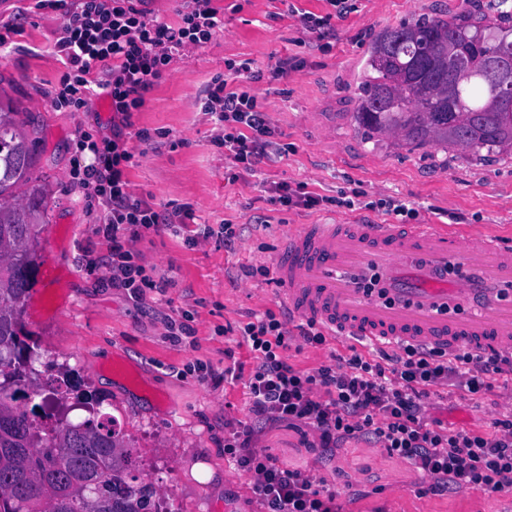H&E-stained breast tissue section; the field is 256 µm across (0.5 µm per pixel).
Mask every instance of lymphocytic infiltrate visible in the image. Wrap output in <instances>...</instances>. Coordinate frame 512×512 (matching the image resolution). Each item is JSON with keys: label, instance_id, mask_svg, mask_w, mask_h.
<instances>
[{"label": "lymphocytic infiltrate", "instance_id": "obj_1", "mask_svg": "<svg viewBox=\"0 0 512 512\" xmlns=\"http://www.w3.org/2000/svg\"><path fill=\"white\" fill-rule=\"evenodd\" d=\"M143 2L78 0L70 9L63 0L35 3L36 9L63 13L55 50L65 70L55 106L77 111L94 96L108 100L120 117L111 135H80L76 148L91 159L71 169L70 181L110 244L112 286L136 301L157 286L134 248L141 230L170 228L190 212H161L133 198L127 170L134 155L124 130L174 57L211 42L224 27L212 0H191L173 24L149 16ZM247 71V65L228 63L224 75L207 88L204 109L224 124L225 158L252 172L269 156L271 128L258 96L239 83ZM238 332L254 359L245 386L255 424L229 430L224 453L252 477L264 512H340L335 493L316 489L307 470L280 467L257 448L255 425L284 421L310 428L328 461L343 443L361 438L409 464L428 493L480 489L512 496V415L494 419L488 432L453 430L428 415L430 399L441 388L480 399L492 388L491 375L512 374L511 353L404 347L392 354L380 351L375 362L356 352L301 371L285 361L283 352L296 336L310 345L324 344L316 321H307L294 335L287 312L268 310L239 325Z\"/></svg>", "mask_w": 512, "mask_h": 512}]
</instances>
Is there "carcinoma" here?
<instances>
[{
  "mask_svg": "<svg viewBox=\"0 0 512 512\" xmlns=\"http://www.w3.org/2000/svg\"><path fill=\"white\" fill-rule=\"evenodd\" d=\"M512 50V13L422 16L379 32L357 86L354 118L368 138L397 134L401 146L431 143L464 153L512 148V109L497 100L487 62ZM472 77L457 82L461 66ZM17 112L0 109V512H159L152 484L132 475L134 449L102 401L81 392L72 370H56L52 406L27 399L37 342L25 312L49 223L41 188L28 187L35 141ZM89 417L68 418L69 400Z\"/></svg>",
  "mask_w": 512,
  "mask_h": 512,
  "instance_id": "1",
  "label": "carcinoma"
}]
</instances>
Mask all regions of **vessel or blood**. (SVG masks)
I'll return each instance as SVG.
<instances>
[{"label":"vessel or blood","mask_w":512,"mask_h":512,"mask_svg":"<svg viewBox=\"0 0 512 512\" xmlns=\"http://www.w3.org/2000/svg\"><path fill=\"white\" fill-rule=\"evenodd\" d=\"M281 299L293 316L313 319L332 336L382 348L424 345L512 352V252L495 234L471 240L437 224H300L272 261ZM377 268L389 296L374 298L344 277ZM478 301L480 312L449 317V303Z\"/></svg>","instance_id":"b4317fda"}]
</instances>
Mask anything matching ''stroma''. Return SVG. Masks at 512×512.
I'll list each match as a JSON object with an SVG mask.
<instances>
[{
	"label": "stroma",
	"instance_id": "obj_1",
	"mask_svg": "<svg viewBox=\"0 0 512 512\" xmlns=\"http://www.w3.org/2000/svg\"><path fill=\"white\" fill-rule=\"evenodd\" d=\"M496 2L344 0L335 14L327 0H214L223 30L174 59L126 130L137 160L128 171L134 198L193 213L188 223L143 231L136 242L148 274L165 284L137 302L109 284L107 243L68 182L78 134H111L109 104L94 97L76 112L54 107L63 72L53 50L61 11L36 10L35 0H0V30L23 26L0 49V102L22 112L26 132L37 137L31 179L51 215L25 315L40 345L36 367L67 364L83 389L103 398V412L117 419L134 449L137 475L154 485L169 512H260L249 474L224 455V424H251L249 400L243 381L226 383L222 376L232 364L247 372L253 367L235 326L281 307L279 283L244 272L269 265L290 227L358 218L390 224L384 205L392 201L415 209L421 223L473 236L495 231L512 250L511 153L376 142L354 121L358 76L374 34L422 14L492 18ZM306 13L330 15V23L308 32ZM230 60L259 74L252 87L279 148L254 173L233 170L216 143L223 127L202 109L205 87ZM284 61L287 74H277ZM142 129L150 141L139 140ZM277 183L307 184L323 201L311 210L282 206L270 192ZM348 198L354 206H345ZM263 218L269 227L260 226ZM228 222L244 228L231 251L224 248ZM185 315L194 335L167 336L166 322ZM367 351L332 337L322 346H290L285 356L310 371ZM502 391L497 379L479 402L434 398L431 416L454 429L489 430L499 413L512 409ZM313 441L310 428L281 422L264 428L257 446L284 468L310 470L321 490L338 493L343 512H512V497L478 489L421 494L416 472L361 439L321 465ZM199 463L214 469L210 483L195 478Z\"/></svg>",
	"mask_w": 512,
	"mask_h": 512
}]
</instances>
